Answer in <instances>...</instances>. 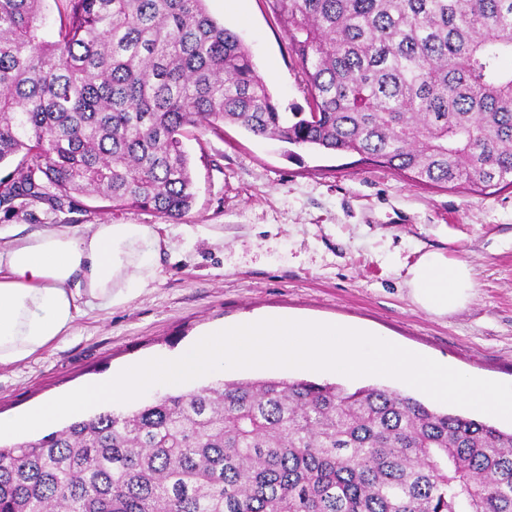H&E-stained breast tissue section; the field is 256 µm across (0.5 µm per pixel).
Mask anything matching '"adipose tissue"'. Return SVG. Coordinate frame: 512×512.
<instances>
[{
	"label": "adipose tissue",
	"instance_id": "1",
	"mask_svg": "<svg viewBox=\"0 0 512 512\" xmlns=\"http://www.w3.org/2000/svg\"><path fill=\"white\" fill-rule=\"evenodd\" d=\"M167 241L151 224L65 226L0 246V367L68 336L85 308L123 305L149 287ZM409 294L423 311L445 316L474 296L471 267L442 253L421 255Z\"/></svg>",
	"mask_w": 512,
	"mask_h": 512
}]
</instances>
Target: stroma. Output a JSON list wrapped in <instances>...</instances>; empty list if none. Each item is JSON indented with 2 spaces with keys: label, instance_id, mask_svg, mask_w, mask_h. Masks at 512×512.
Returning a JSON list of instances; mask_svg holds the SVG:
<instances>
[{
  "label": "stroma",
  "instance_id": "1",
  "mask_svg": "<svg viewBox=\"0 0 512 512\" xmlns=\"http://www.w3.org/2000/svg\"><path fill=\"white\" fill-rule=\"evenodd\" d=\"M206 5L239 34L282 110L304 106L297 59L268 0ZM184 143L196 198L181 219L114 210L94 196L70 205L20 197L0 206V226L22 237L60 224L84 231L112 222L160 225L172 243L138 297L86 311L67 339L0 368L1 416L141 360L177 355L214 325L279 316L344 321L472 376L512 384L511 187L487 193L424 185L355 154L299 148L229 124L190 129ZM428 251L473 269L475 296L454 314H428L408 294V270ZM223 378L377 385L423 396L378 375L246 368L225 370Z\"/></svg>",
  "mask_w": 512,
  "mask_h": 512
}]
</instances>
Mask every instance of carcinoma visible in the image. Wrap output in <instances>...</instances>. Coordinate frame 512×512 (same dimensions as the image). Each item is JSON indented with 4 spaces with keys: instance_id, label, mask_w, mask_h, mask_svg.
I'll return each instance as SVG.
<instances>
[{
    "instance_id": "cac0c4a2",
    "label": "carcinoma",
    "mask_w": 512,
    "mask_h": 512,
    "mask_svg": "<svg viewBox=\"0 0 512 512\" xmlns=\"http://www.w3.org/2000/svg\"><path fill=\"white\" fill-rule=\"evenodd\" d=\"M0 0V190L171 219L186 128L237 125L434 186H512V0H269L308 111L281 112L206 0ZM0 512H512V432L379 386L239 380L0 446Z\"/></svg>"
}]
</instances>
